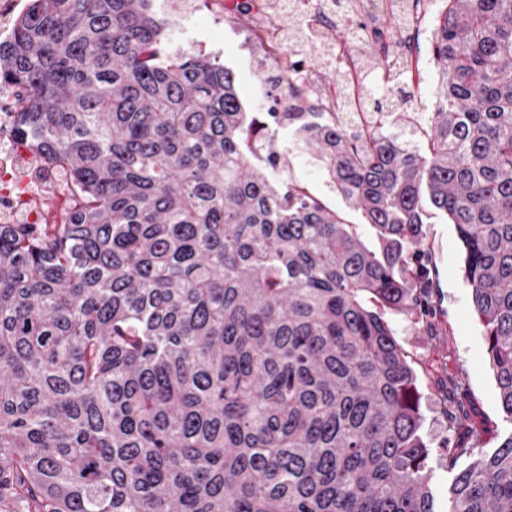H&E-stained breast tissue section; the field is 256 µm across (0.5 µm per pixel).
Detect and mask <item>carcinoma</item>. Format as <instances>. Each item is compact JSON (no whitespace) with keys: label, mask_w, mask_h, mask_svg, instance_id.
Here are the masks:
<instances>
[{"label":"carcinoma","mask_w":512,"mask_h":512,"mask_svg":"<svg viewBox=\"0 0 512 512\" xmlns=\"http://www.w3.org/2000/svg\"><path fill=\"white\" fill-rule=\"evenodd\" d=\"M414 2L381 0L387 23ZM431 53L410 149L380 105L358 128L303 111L288 68L292 104L251 115L152 0H28L0 87L67 201L0 223V512H436L384 313H424V225H454L512 422V0H443ZM402 75L411 100L413 60ZM293 123L380 250L278 171ZM448 386V512H512V434L485 450L498 424Z\"/></svg>","instance_id":"cac0c4a2"}]
</instances>
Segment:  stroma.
<instances>
[{
    "mask_svg": "<svg viewBox=\"0 0 512 512\" xmlns=\"http://www.w3.org/2000/svg\"><path fill=\"white\" fill-rule=\"evenodd\" d=\"M277 2L262 0V8L250 13L244 25L225 12L224 0H154V9L159 17L168 20L173 43L217 56L234 71L238 94L247 111L272 112L279 106L275 78L263 55L262 42L255 36L274 14L279 15L280 26L288 36L289 53L307 64V102L312 111L323 109L320 88L334 78L336 54L344 45L351 49L359 63L365 96L381 100L385 110L398 109L397 90L401 77L383 84L381 71L369 49L351 33L352 27L362 21L381 23L382 17L373 4L353 6L349 0H338L336 22L328 37L308 41L296 36L297 18L279 14ZM442 6V0H429L427 11L414 25L420 70L415 95L426 108L432 104L438 82V70L431 56V39ZM291 138L292 131L288 128L280 130L277 136L278 142L290 145L286 173L339 211L347 223L357 225L359 236L368 248H378L373 229L364 223L360 210L337 191L324 163L305 146H291ZM425 231L434 265L432 309L423 318L404 310L387 311L385 318L418 375L424 416L421 433L430 446L433 468L430 486L437 512H447L448 485L452 476L440 450L448 440L449 377H456L471 391L482 416L498 422L499 436L486 442L487 450L497 447L499 437L512 433V424L502 420L498 389L482 327L473 310L471 290L464 279V253L455 228L450 224H429Z\"/></svg>",
    "mask_w": 512,
    "mask_h": 512,
    "instance_id": "1",
    "label": "stroma"
}]
</instances>
